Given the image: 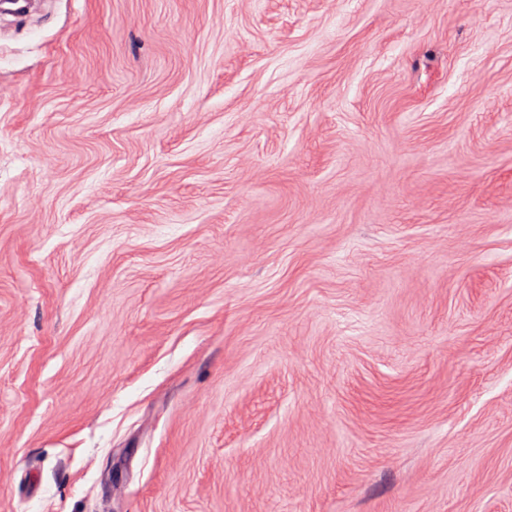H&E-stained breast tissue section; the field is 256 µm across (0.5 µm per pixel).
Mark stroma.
I'll use <instances>...</instances> for the list:
<instances>
[{
  "mask_svg": "<svg viewBox=\"0 0 512 512\" xmlns=\"http://www.w3.org/2000/svg\"><path fill=\"white\" fill-rule=\"evenodd\" d=\"M0 512H512V0L0 19Z\"/></svg>",
  "mask_w": 512,
  "mask_h": 512,
  "instance_id": "stroma-1",
  "label": "stroma"
}]
</instances>
